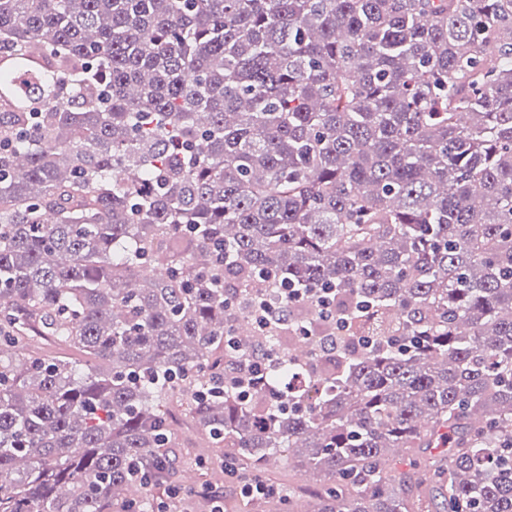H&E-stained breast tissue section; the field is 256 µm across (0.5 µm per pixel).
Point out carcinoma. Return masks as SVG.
Returning <instances> with one entry per match:
<instances>
[{
  "instance_id": "1",
  "label": "carcinoma",
  "mask_w": 512,
  "mask_h": 512,
  "mask_svg": "<svg viewBox=\"0 0 512 512\" xmlns=\"http://www.w3.org/2000/svg\"><path fill=\"white\" fill-rule=\"evenodd\" d=\"M0 345V512H512V0H0ZM272 361L270 357L266 355L254 354L246 364L244 379L245 384H241L240 387H250L253 382L262 380L265 374L271 369Z\"/></svg>"
}]
</instances>
